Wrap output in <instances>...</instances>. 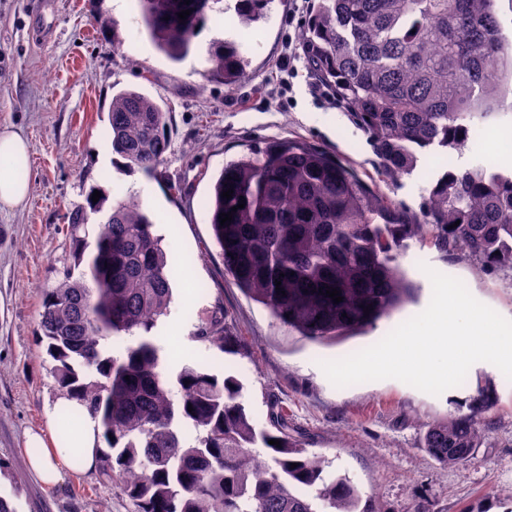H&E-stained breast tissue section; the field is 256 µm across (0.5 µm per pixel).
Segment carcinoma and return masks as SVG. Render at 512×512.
Here are the masks:
<instances>
[{"label":"carcinoma","mask_w":512,"mask_h":512,"mask_svg":"<svg viewBox=\"0 0 512 512\" xmlns=\"http://www.w3.org/2000/svg\"><path fill=\"white\" fill-rule=\"evenodd\" d=\"M500 0H317L302 41L316 75L353 111L391 176L412 173L423 152L459 153L467 132L499 112L512 91V41ZM157 49L180 61L217 0H139ZM271 0H239L250 29ZM188 10L182 21L178 13ZM209 76L233 85L247 75L241 46L209 54ZM112 152L154 173L168 148L163 107L126 88L112 95ZM233 189L232 198L222 197ZM112 202L94 241L89 215ZM244 202L245 206L231 212ZM224 270L281 324L337 342L392 315L418 285L398 261L409 240L445 255L512 271V173L483 165L451 169L430 186L422 217H406L336 158L291 139L224 165L205 203ZM232 213L220 225L219 214ZM71 264L42 295L41 342L59 394L100 422L97 464L134 512H367L361 493L330 462L287 431L271 407L259 428L243 386L191 365L162 374L165 347L152 335L170 313L172 271L154 220L132 197L70 213ZM281 285H275V282ZM335 288V304L326 291ZM285 295H280L277 290ZM369 313H364V310ZM198 341L233 352L217 314ZM494 387L477 389L468 414L426 425L422 446L443 466L468 461L490 432ZM193 411H188V408ZM280 441V446L269 440ZM297 467H291V464Z\"/></svg>","instance_id":"carcinoma-1"}]
</instances>
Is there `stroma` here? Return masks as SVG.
<instances>
[{
  "label": "stroma",
  "instance_id": "obj_1",
  "mask_svg": "<svg viewBox=\"0 0 512 512\" xmlns=\"http://www.w3.org/2000/svg\"><path fill=\"white\" fill-rule=\"evenodd\" d=\"M293 0H273L253 37L231 23L236 0H219L194 37L193 51L171 61L140 23L137 0H0V127L21 132L30 146L24 204L0 211V465L14 481L0 496L17 512H133L96 471L70 474L62 488L43 490L21 463L25 433L46 429L45 406L55 383L38 341L41 297L70 264L69 212L90 189L111 198H145L168 259L183 265L172 282L170 317L197 329L223 313L234 353L188 336L166 342L170 373L184 364L235 376L258 426L270 406L282 407L288 431L347 475L369 512H512V380L496 366H471L464 382L434 396L395 379L334 386L322 361L348 356L382 339L430 301L425 267L460 279L472 295L512 319V276L410 243L399 262L421 289L390 318L337 342L308 340L279 324L246 297L224 271L203 203L228 161L276 139L302 140L336 157L390 206L420 216L428 189L448 169L481 163L493 144L472 143L460 156L426 154L408 175L385 174L367 134L340 104L317 102L310 79L281 85L279 59ZM245 40L248 76L233 86L207 76L209 52ZM136 87L168 112L169 146L154 174L112 166L108 121L112 95ZM494 382L499 402L490 432L467 462L444 467L422 448L424 426L469 411L479 385Z\"/></svg>",
  "mask_w": 512,
  "mask_h": 512
}]
</instances>
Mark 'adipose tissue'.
Instances as JSON below:
<instances>
[{
    "label": "adipose tissue",
    "instance_id": "obj_1",
    "mask_svg": "<svg viewBox=\"0 0 512 512\" xmlns=\"http://www.w3.org/2000/svg\"><path fill=\"white\" fill-rule=\"evenodd\" d=\"M30 160V147L20 132L0 128V208L19 206L29 193L22 172ZM48 432H27L23 457L27 471L52 490L74 471L92 469L101 447L102 429L75 398L60 396L47 405Z\"/></svg>",
    "mask_w": 512,
    "mask_h": 512
}]
</instances>
